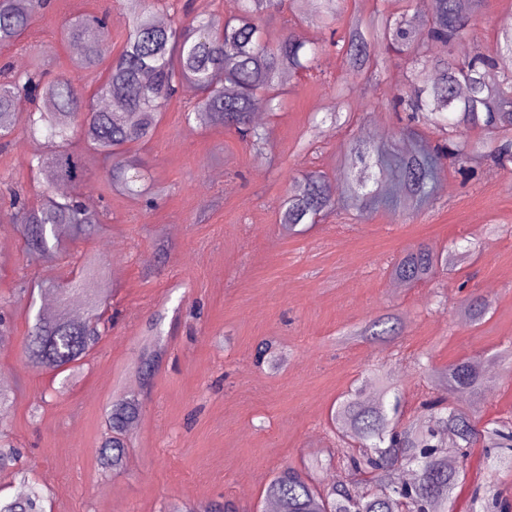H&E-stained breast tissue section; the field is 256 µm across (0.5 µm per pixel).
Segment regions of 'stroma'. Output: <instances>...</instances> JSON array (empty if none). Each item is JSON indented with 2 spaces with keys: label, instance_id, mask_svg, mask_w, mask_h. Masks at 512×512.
<instances>
[{
  "label": "stroma",
  "instance_id": "1",
  "mask_svg": "<svg viewBox=\"0 0 512 512\" xmlns=\"http://www.w3.org/2000/svg\"><path fill=\"white\" fill-rule=\"evenodd\" d=\"M235 9V0H165L156 14L178 27L197 14L221 21ZM375 10L414 14L409 0H342L328 30L315 22L309 0H294L264 17L268 43L293 34L324 49L313 70L283 74L284 106L259 123L268 134L262 150L233 130L187 119L196 96L183 92L133 153L164 188L153 205L113 191L107 164L91 155L82 180L67 190L94 196L100 223L92 236L76 240L60 226L63 249L46 263L27 254L14 224L0 222V304L13 336L0 346V385L13 394L0 409V439L22 449L20 465L44 491L47 512H167L181 500H228L237 512H266L265 486L284 466L321 464L319 477L328 483L342 476L331 409L384 371L398 381L404 414L413 418L423 400L442 393L431 368L478 362L480 371H493L492 382L478 395L451 394V401L485 420L512 421V172L481 160L467 178L446 164L418 209L389 181L383 204L364 210L348 198L354 142L402 153L439 140L424 123L402 129L392 109L404 74L430 84L431 63L409 72L394 56L386 72L357 75L329 45L332 33ZM103 11L104 55L113 58L128 29L116 0H52L16 44L0 48V64L23 71L38 62L93 93L97 77L74 69L63 28L75 15ZM510 18L512 0H486L457 54L494 55ZM340 83L350 89L348 111L339 127L312 137ZM44 150L43 139L21 128L0 145V197L19 188L36 202L56 189L49 171L30 169ZM309 170L323 173L335 204L291 229L284 202ZM420 244L463 257L429 280L396 285L394 262ZM91 256L107 271L110 323L66 383L34 368L23 340L48 295L45 282L81 279V304L96 299V281L85 271ZM473 293L492 305L479 324L463 319ZM386 313L400 318V336L337 343L340 332ZM153 333L160 353L146 383L136 363ZM265 340L281 352L272 368L255 363ZM137 392L141 416L127 438L125 468L115 474L100 460L111 437L106 413ZM489 478L512 498V468L488 471L483 447H475L467 479L453 492L455 512H468L473 487Z\"/></svg>",
  "mask_w": 512,
  "mask_h": 512
}]
</instances>
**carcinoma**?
I'll return each instance as SVG.
<instances>
[{
	"label": "carcinoma",
	"instance_id": "obj_1",
	"mask_svg": "<svg viewBox=\"0 0 512 512\" xmlns=\"http://www.w3.org/2000/svg\"><path fill=\"white\" fill-rule=\"evenodd\" d=\"M426 2L433 22L417 27L406 18L375 12L351 26L331 42L348 68L355 73L384 70L377 46L418 62L429 58V48H450L470 34L481 15L485 0H415ZM47 0H0V47L13 44L31 25ZM129 16L122 49L110 61L101 56L96 40L104 19L80 15L68 22L70 40L82 45L77 66L88 72L102 70L105 77L95 95L109 100L110 108L97 109L66 75L47 77L38 66L22 72L10 65L0 68V141L9 138L18 124V99L32 105L25 117L31 135L45 134L47 152L31 168H48L63 182L81 180L86 166L83 154L72 146L71 129L81 128L87 148L111 161L109 180L115 189L142 196L146 185L132 149L151 139L158 115L180 93L186 83L195 85L200 96L187 114L202 117L216 127H232L255 149L266 141V133L251 119L255 99L263 94L269 108L283 92L279 81L284 71L304 72L314 68L322 46L288 35L276 46L264 42L261 16L282 6V0H237L236 13L220 23L202 14L180 28L157 23L147 0H120ZM319 21L336 20L339 0H311ZM436 80L429 86L403 84L394 107L406 112V126L420 121L433 124L447 138L433 151L423 150L408 158L393 154L372 156L369 148L354 144L360 167L353 186L354 199L365 206L373 199L368 185L381 186L390 172L402 181L412 200L426 202L431 184L441 168L440 160L451 158L458 170L475 174L473 163L487 158L512 171V30L503 33V45L485 58L474 55L457 65L450 59H435ZM346 87H336V102L325 112L322 123L335 128L341 117ZM480 128L493 140L473 141L471 130ZM332 204L331 189L316 171L297 181L285 203L284 223L294 226ZM9 222L18 225L29 250L45 260L61 251L57 230L68 224L73 236L91 233L98 217L77 196L43 195L35 206L13 193ZM458 255L441 257L418 246L392 266L391 275L408 284L432 278L441 264H451ZM488 299L476 296L467 302L465 314L477 324L490 313ZM101 319L90 315L73 321L66 314L35 317L24 338L26 350L39 349L32 360L36 367L65 372L98 343ZM399 333L398 319L387 316L356 331V338L385 341ZM448 391L462 389L479 393L485 379L475 362L452 363L433 371ZM424 416L401 418L399 388L381 384L378 399L366 403L361 392L337 402L330 418L342 436L354 441L344 457L347 479L322 485L308 471L293 466L281 468L265 488V500L284 504L285 512H452V494L463 483L466 461L473 446L488 442L485 453L496 463L512 466V431L488 427L439 397L423 404ZM141 403L135 395L112 404L108 414L111 440L101 451L105 468L124 469L126 438L139 419ZM403 468L414 470L411 483L397 479ZM19 482L24 491L0 497V512H45L44 494L26 475ZM176 512H232L229 503L186 502ZM469 512H512V503L500 493L479 485L472 489Z\"/></svg>",
	"mask_w": 512,
	"mask_h": 512
}]
</instances>
